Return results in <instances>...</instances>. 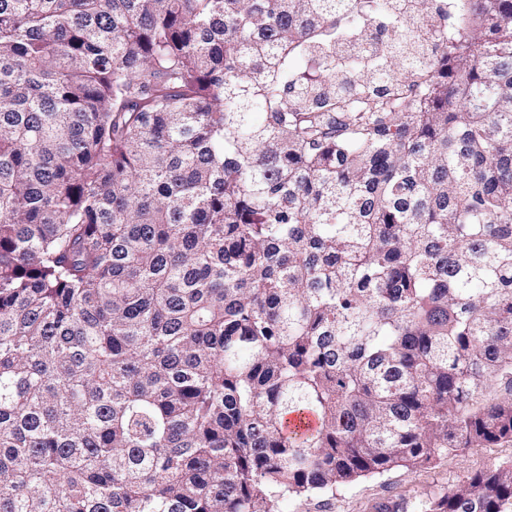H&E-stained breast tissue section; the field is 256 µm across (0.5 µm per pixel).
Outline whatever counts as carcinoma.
Listing matches in <instances>:
<instances>
[{
  "mask_svg": "<svg viewBox=\"0 0 512 512\" xmlns=\"http://www.w3.org/2000/svg\"><path fill=\"white\" fill-rule=\"evenodd\" d=\"M504 446L512 0H0V512ZM418 509L512 512V462Z\"/></svg>",
  "mask_w": 512,
  "mask_h": 512,
  "instance_id": "1",
  "label": "carcinoma"
}]
</instances>
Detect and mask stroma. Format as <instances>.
I'll use <instances>...</instances> for the list:
<instances>
[{"instance_id": "stroma-1", "label": "stroma", "mask_w": 512, "mask_h": 512, "mask_svg": "<svg viewBox=\"0 0 512 512\" xmlns=\"http://www.w3.org/2000/svg\"><path fill=\"white\" fill-rule=\"evenodd\" d=\"M512 460V447L476 448L437 460L426 468L394 469L381 476L309 496L291 497L281 512H376L379 504L414 512L416 504L464 484L475 472Z\"/></svg>"}]
</instances>
